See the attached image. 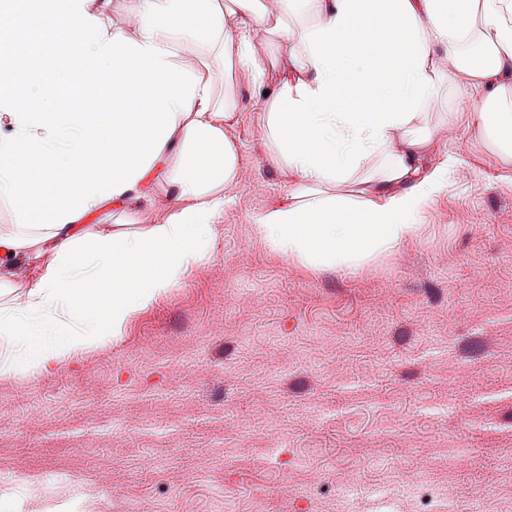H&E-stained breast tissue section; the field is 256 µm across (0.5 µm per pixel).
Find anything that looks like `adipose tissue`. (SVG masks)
Instances as JSON below:
<instances>
[{"mask_svg":"<svg viewBox=\"0 0 512 512\" xmlns=\"http://www.w3.org/2000/svg\"><path fill=\"white\" fill-rule=\"evenodd\" d=\"M0 0V379L105 346L212 257L242 155L239 83L262 97L260 139L285 186L253 222L315 271L360 269L419 236L460 161L441 134L512 167V0ZM288 43L271 61L263 37ZM109 103L58 112L61 90ZM62 158L66 167H53ZM164 187L160 219L89 224ZM34 277L12 295L16 271ZM91 305L95 316L72 326Z\"/></svg>","mask_w":512,"mask_h":512,"instance_id":"ef3b65f1","label":"adipose tissue"}]
</instances>
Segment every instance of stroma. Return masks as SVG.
<instances>
[{"label":"stroma","instance_id":"1","mask_svg":"<svg viewBox=\"0 0 512 512\" xmlns=\"http://www.w3.org/2000/svg\"><path fill=\"white\" fill-rule=\"evenodd\" d=\"M263 121L242 87L208 264L111 344L0 382V512H438L484 494L512 512V189L493 155L441 138L461 164L423 235L315 272L251 222L283 191ZM443 443L469 469L439 459L412 488L417 449Z\"/></svg>","mask_w":512,"mask_h":512}]
</instances>
